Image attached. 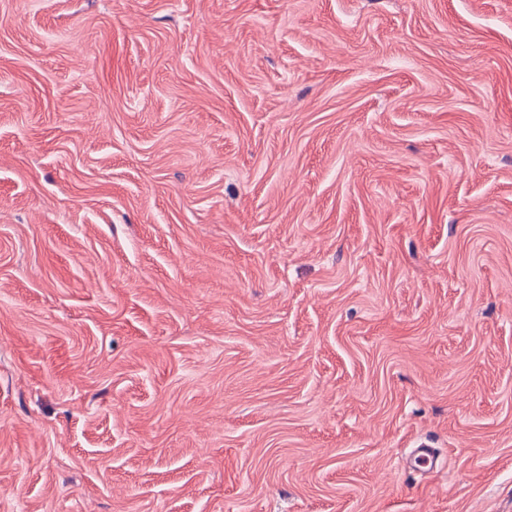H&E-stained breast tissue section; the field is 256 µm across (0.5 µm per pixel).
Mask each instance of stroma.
I'll return each instance as SVG.
<instances>
[{
  "label": "stroma",
  "instance_id": "1",
  "mask_svg": "<svg viewBox=\"0 0 512 512\" xmlns=\"http://www.w3.org/2000/svg\"><path fill=\"white\" fill-rule=\"evenodd\" d=\"M0 512H512V0H0Z\"/></svg>",
  "mask_w": 512,
  "mask_h": 512
}]
</instances>
